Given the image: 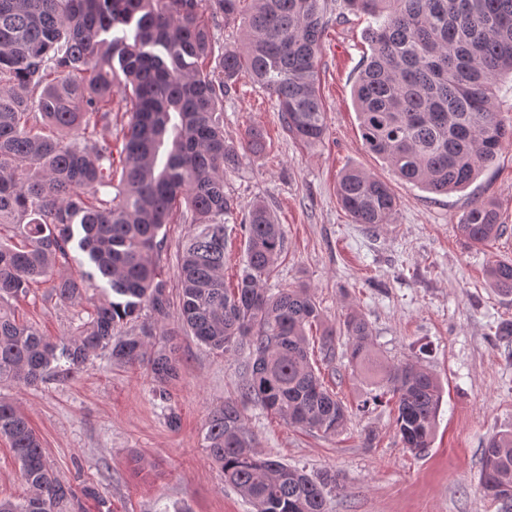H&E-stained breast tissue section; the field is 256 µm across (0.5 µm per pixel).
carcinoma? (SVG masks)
Listing matches in <instances>:
<instances>
[{"label":"carcinoma","instance_id":"cac0c4a2","mask_svg":"<svg viewBox=\"0 0 512 512\" xmlns=\"http://www.w3.org/2000/svg\"><path fill=\"white\" fill-rule=\"evenodd\" d=\"M325 0H0V381L32 386L80 370L102 349L121 364L146 362L157 383L179 375L177 346L164 323L171 306L160 256L163 228L193 225L182 245L178 305L185 331L224 354L243 346L252 361L237 398L206 423L212 462L253 512H326L336 478L314 479L254 448L240 404L286 424L341 432L348 408L315 370L307 329L321 314L304 286L268 293L264 283L285 251L270 208L252 204L241 224L244 267L224 284L228 218L237 208L224 174L245 156L224 138V97L240 72L272 98L283 128L312 146L326 135L317 61L327 27ZM372 17L370 57L353 88L368 150L403 181L444 193L469 185L512 144V119L495 106L499 77L512 74V0H345ZM242 20L243 47L215 49L212 30ZM123 85L128 116L121 145L112 130V87ZM115 190L111 199L102 198ZM336 195L355 224H389L397 209L387 183L357 168L339 176ZM458 231L486 244L506 232L497 211L477 203ZM80 251L89 270L56 276ZM488 276L512 294V263ZM47 283L61 301L102 290L76 336L51 341L4 304ZM148 320L139 331L124 324ZM353 367L394 400L404 446L429 448L443 391L421 365L378 356L360 314L343 321ZM160 344L152 355L150 345ZM0 438L12 449L27 495L0 497V512H64L75 497L46 464L25 415L0 399ZM483 493L512 504V432L482 453Z\"/></svg>","mask_w":512,"mask_h":512}]
</instances>
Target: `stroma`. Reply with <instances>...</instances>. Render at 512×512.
Here are the masks:
<instances>
[{
	"instance_id": "35a3bbf8",
	"label": "stroma",
	"mask_w": 512,
	"mask_h": 512,
	"mask_svg": "<svg viewBox=\"0 0 512 512\" xmlns=\"http://www.w3.org/2000/svg\"><path fill=\"white\" fill-rule=\"evenodd\" d=\"M327 4L318 67L324 140L295 142L268 94L240 77L224 100V137L240 144L260 130L265 151L228 174L226 189L244 211L265 201L282 224L286 249L266 286L273 293L309 287L321 312L310 349L321 360L323 331H337L336 356L321 372L350 416L341 434L326 436L247 403L246 423L261 454L311 475H337L327 512H504L479 482L488 438L512 430V344L497 336L512 320V295L499 293L487 274L490 261L512 260V145L462 189L436 194L400 181L365 147L352 98L375 21L343 0ZM349 167L390 185L399 202L391 224L371 229L341 209L336 184ZM478 202L507 226L485 246L457 230ZM10 307L53 339L71 337L88 316L86 305L61 302L44 284ZM351 313L370 323L388 363L418 362L441 381L436 436L425 454L403 447L394 402L361 408L371 387L349 364L339 333ZM165 327L181 358L168 401L156 398L146 365L113 362L105 351L68 379L0 383V398L28 416L54 476L78 493L70 512H251L204 442L206 421L235 394L249 351L207 348L183 332L175 312Z\"/></svg>"
}]
</instances>
